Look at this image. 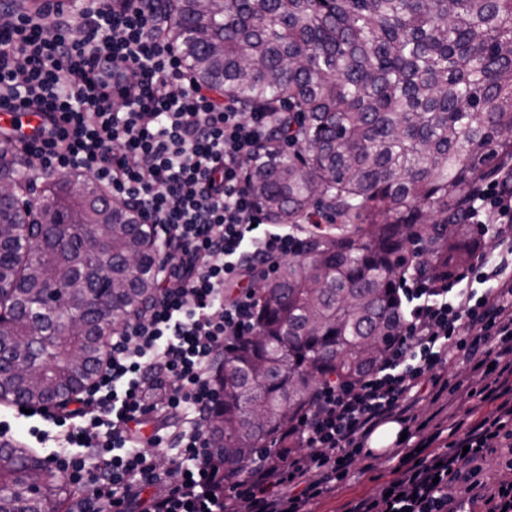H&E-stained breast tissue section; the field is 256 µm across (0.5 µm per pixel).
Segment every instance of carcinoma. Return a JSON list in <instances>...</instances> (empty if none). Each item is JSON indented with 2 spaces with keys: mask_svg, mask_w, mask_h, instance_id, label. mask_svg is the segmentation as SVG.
Wrapping results in <instances>:
<instances>
[{
  "mask_svg": "<svg viewBox=\"0 0 512 512\" xmlns=\"http://www.w3.org/2000/svg\"><path fill=\"white\" fill-rule=\"evenodd\" d=\"M166 36L200 84L283 113L298 151L272 143L247 170L268 219L296 228L314 203L339 219L278 264L256 290L254 332L224 349L209 431L222 463L250 449L233 479L297 449L293 424L320 383L380 363L410 245L433 276L471 259L458 213L512 162V0H178ZM0 179L33 191L7 137ZM90 185L61 176L0 198L1 402H69L157 287L146 226ZM257 409L268 425L254 433ZM70 498L26 448L0 443V512H69Z\"/></svg>",
  "mask_w": 512,
  "mask_h": 512,
  "instance_id": "obj_1",
  "label": "carcinoma"
}]
</instances>
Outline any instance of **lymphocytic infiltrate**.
<instances>
[{"mask_svg": "<svg viewBox=\"0 0 512 512\" xmlns=\"http://www.w3.org/2000/svg\"><path fill=\"white\" fill-rule=\"evenodd\" d=\"M87 30L45 0L38 15L0 25V106L39 113L20 137L26 171H77L136 208L157 245V288L114 332L92 384L67 406L30 415L28 435L53 443L48 460L74 512H306L349 474L382 424L415 422L449 363L492 368L494 385L467 396L492 409L444 451L399 459L390 496L349 512H448L461 465L512 441V171L483 183L461 213L485 225L493 255L434 279L412 257L401 324L382 362L357 382L318 386L295 422L297 451L255 461L224 485L211 453L213 370L224 346L254 327L251 289L303 248V231L270 223L245 172L280 137L274 112H243L198 84L167 39L156 0H78ZM149 418L151 436L139 427ZM172 448L168 466L156 451Z\"/></svg>", "mask_w": 512, "mask_h": 512, "instance_id": "obj_1", "label": "lymphocytic infiltrate"}]
</instances>
